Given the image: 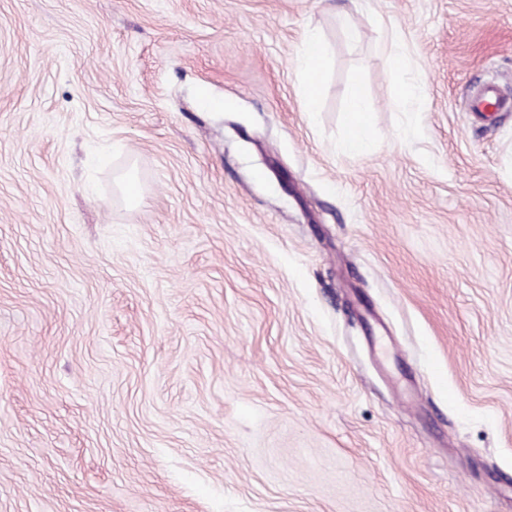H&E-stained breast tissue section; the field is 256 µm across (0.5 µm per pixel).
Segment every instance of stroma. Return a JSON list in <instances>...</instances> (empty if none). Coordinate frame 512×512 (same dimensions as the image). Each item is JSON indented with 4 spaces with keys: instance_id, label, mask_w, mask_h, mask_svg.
Wrapping results in <instances>:
<instances>
[{
    "instance_id": "stroma-1",
    "label": "stroma",
    "mask_w": 512,
    "mask_h": 512,
    "mask_svg": "<svg viewBox=\"0 0 512 512\" xmlns=\"http://www.w3.org/2000/svg\"><path fill=\"white\" fill-rule=\"evenodd\" d=\"M488 84L512 0H0V512H512ZM325 58L326 47L321 35L315 30H307L301 42L299 63L309 78L304 89V109L310 114L319 110V75ZM349 130L343 142V149L352 154H367L371 149L370 123L363 93L353 85L349 93Z\"/></svg>"
}]
</instances>
